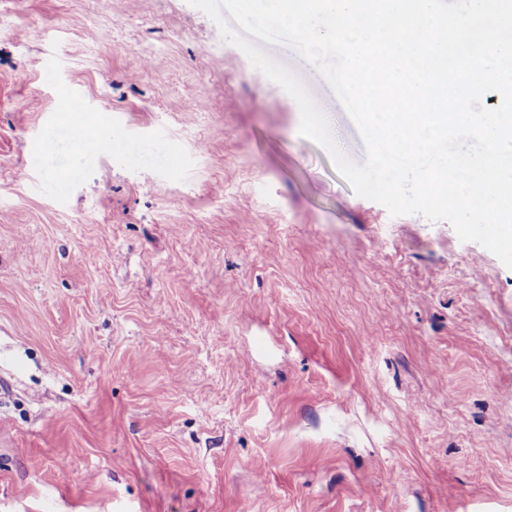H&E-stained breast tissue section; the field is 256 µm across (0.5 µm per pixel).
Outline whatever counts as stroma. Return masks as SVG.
<instances>
[{
	"mask_svg": "<svg viewBox=\"0 0 512 512\" xmlns=\"http://www.w3.org/2000/svg\"><path fill=\"white\" fill-rule=\"evenodd\" d=\"M252 70L188 0H0V512H512V269Z\"/></svg>",
	"mask_w": 512,
	"mask_h": 512,
	"instance_id": "obj_1",
	"label": "stroma"
}]
</instances>
